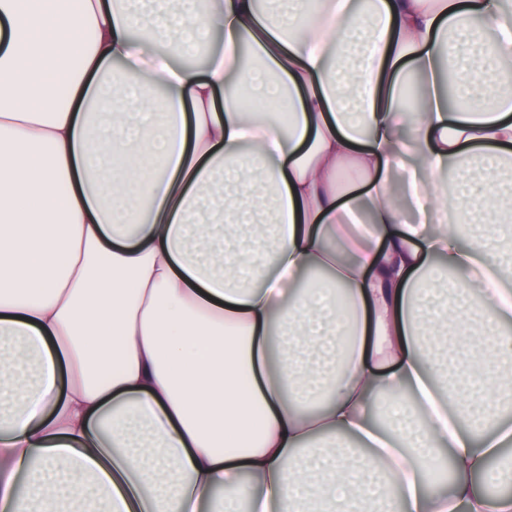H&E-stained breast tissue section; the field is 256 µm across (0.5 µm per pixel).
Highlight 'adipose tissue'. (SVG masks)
<instances>
[{
    "label": "adipose tissue",
    "mask_w": 512,
    "mask_h": 512,
    "mask_svg": "<svg viewBox=\"0 0 512 512\" xmlns=\"http://www.w3.org/2000/svg\"><path fill=\"white\" fill-rule=\"evenodd\" d=\"M281 2L0 0V512H512V11Z\"/></svg>",
    "instance_id": "adipose-tissue-1"
}]
</instances>
